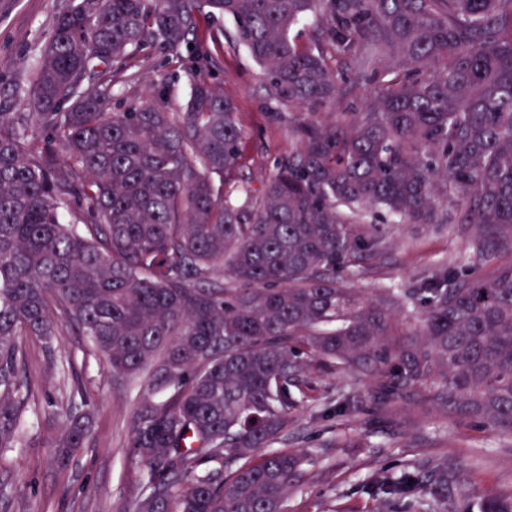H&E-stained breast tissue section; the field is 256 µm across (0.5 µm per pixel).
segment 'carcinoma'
I'll list each match as a JSON object with an SVG mask.
<instances>
[{
	"label": "carcinoma",
	"instance_id": "obj_1",
	"mask_svg": "<svg viewBox=\"0 0 512 512\" xmlns=\"http://www.w3.org/2000/svg\"><path fill=\"white\" fill-rule=\"evenodd\" d=\"M206 8L234 21L296 140L258 194L236 108L198 64ZM147 45L196 63L179 112L164 84L112 110ZM26 94L30 111L0 110V449L35 399L21 338L55 369L70 329L113 379L146 375L132 512H287L307 459L272 445L314 399L315 366L373 365L378 405L424 389L512 436V263L482 279L462 259L375 300L336 281L381 244L355 225L379 220L456 224L484 258L512 250V0H69ZM71 206L80 229L61 221ZM401 300L425 307L424 339L393 346ZM93 411L55 403L61 468ZM480 512H512V492Z\"/></svg>",
	"mask_w": 512,
	"mask_h": 512
}]
</instances>
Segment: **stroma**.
Returning a JSON list of instances; mask_svg holds the SVG:
<instances>
[{"label":"stroma","instance_id":"stroma-1","mask_svg":"<svg viewBox=\"0 0 512 512\" xmlns=\"http://www.w3.org/2000/svg\"><path fill=\"white\" fill-rule=\"evenodd\" d=\"M68 0H0V108L26 111L19 86L27 67L37 61L55 18ZM211 82L234 100L246 132L243 176L252 187L276 172L275 160L292 149L286 125L272 122L276 105L265 91L263 70L248 53L232 44L212 53ZM134 80L117 77L112 108L138 106L151 84L166 82L169 102L180 109L190 92L191 76L176 59L156 48L136 53ZM382 239L376 252L362 253L359 263L343 273V287L376 299L385 287L408 288L443 263L467 258L484 278L498 262L473 256L467 237L449 226L435 230L423 224L374 223ZM64 377L48 373L39 343L28 342L27 372L38 398L19 430L17 447L0 453V487L8 497L7 512H129L145 481L126 454L137 392L118 386L102 356L85 337L66 331L54 340ZM80 386L95 406L92 435L66 469L49 464L43 445L61 423L45 411L60 399L64 387ZM317 388L325 401L301 409L283 447L308 455L307 478L288 500V512H388L391 503L373 494L372 486L407 472L428 478L448 470V494L468 501L479 512L484 497L512 491V437L497 434L447 413L429 394L385 408L376 407V374L366 369L351 375H320Z\"/></svg>","mask_w":512,"mask_h":512}]
</instances>
